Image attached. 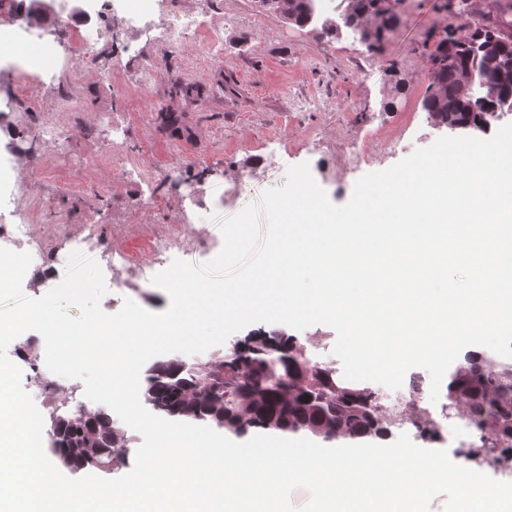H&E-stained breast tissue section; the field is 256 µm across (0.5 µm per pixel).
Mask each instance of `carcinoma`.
I'll return each mask as SVG.
<instances>
[{"label":"carcinoma","instance_id":"1","mask_svg":"<svg viewBox=\"0 0 512 512\" xmlns=\"http://www.w3.org/2000/svg\"><path fill=\"white\" fill-rule=\"evenodd\" d=\"M317 0H261L269 12L305 28L316 20ZM344 25L360 30L368 50H379L397 26L399 0H344ZM486 15L465 36L444 32L430 55L432 85L424 100L434 125L484 132L490 113L512 98V32ZM198 366L178 361L145 370L143 401L154 411L188 423L224 428L237 437L253 430L308 432L325 443L383 439L410 423L425 443L441 440L428 409L387 402L373 388L346 382L336 370L310 361L303 346L282 332H259ZM443 409L467 419L477 440L459 450L469 462L512 467V358L465 353L448 375ZM52 447L73 470L110 471L122 463L116 449L125 432L104 410L51 413Z\"/></svg>","mask_w":512,"mask_h":512}]
</instances>
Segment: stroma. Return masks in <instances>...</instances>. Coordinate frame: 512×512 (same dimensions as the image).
<instances>
[{"instance_id": "1", "label": "stroma", "mask_w": 512, "mask_h": 512, "mask_svg": "<svg viewBox=\"0 0 512 512\" xmlns=\"http://www.w3.org/2000/svg\"><path fill=\"white\" fill-rule=\"evenodd\" d=\"M47 16L33 26L35 41L0 46V163L12 181L0 189V224L24 225L34 236L64 217L72 234L100 227L116 251L143 252L147 232L188 214L201 247L173 248L162 263L211 261L220 252V220L260 203L282 186L289 167L308 164L331 202L347 203L358 179L393 166L444 132L423 107L432 82L429 55L446 28L487 13L506 0H465L450 14L445 0H400L398 24L382 51L370 52L346 27L336 36L320 23H285L255 0H171L173 9L223 30L220 54L204 37L172 48L110 14L91 17L99 40L91 63L68 60L50 32L77 26L81 0H44ZM195 84L185 98L174 84ZM174 112L179 131L163 130L158 112ZM57 118L70 133L72 167L42 147L39 121ZM118 136L137 171L113 180L104 156ZM84 182L75 198L67 184ZM108 288L107 313L125 299L161 312L167 294L137 270ZM311 360L341 368L335 331L317 324L296 334Z\"/></svg>"}]
</instances>
